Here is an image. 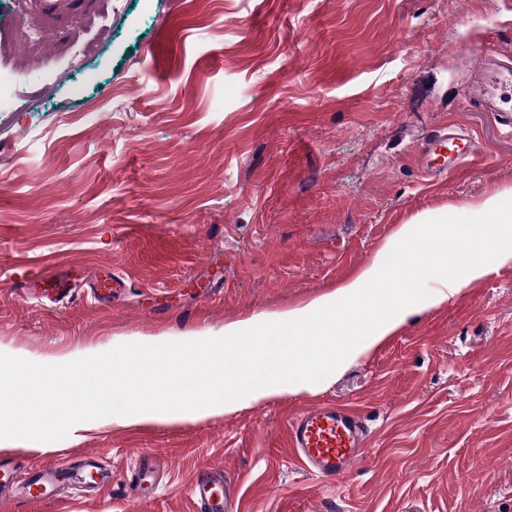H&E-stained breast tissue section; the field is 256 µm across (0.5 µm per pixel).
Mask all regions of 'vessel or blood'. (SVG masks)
<instances>
[{
  "mask_svg": "<svg viewBox=\"0 0 512 512\" xmlns=\"http://www.w3.org/2000/svg\"><path fill=\"white\" fill-rule=\"evenodd\" d=\"M480 67L465 92L470 108L491 113L503 126L512 128V63L498 62L494 47L478 52ZM449 148L444 163H436L437 149ZM481 146L469 134L450 128L436 129L419 152L423 171L430 176L449 173L480 152ZM370 432L360 412L352 405L334 401L310 405L290 416L286 427L289 455L306 473L320 480L342 481L368 455ZM112 483V474L98 455H85L80 465L42 463L20 477L17 466L0 461V507L13 501L38 504L51 499L60 488L78 485L81 495L101 494ZM162 487L161 463L150 452L137 457L129 473L133 498L143 505L155 501ZM199 512H238V489L223 467L209 465L189 486Z\"/></svg>",
  "mask_w": 512,
  "mask_h": 512,
  "instance_id": "b4317fda",
  "label": "vessel or blood"
}]
</instances>
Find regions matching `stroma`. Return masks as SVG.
<instances>
[{
	"label": "stroma",
	"instance_id": "stroma-1",
	"mask_svg": "<svg viewBox=\"0 0 512 512\" xmlns=\"http://www.w3.org/2000/svg\"><path fill=\"white\" fill-rule=\"evenodd\" d=\"M50 32L49 83L0 47L21 95L0 112V353L50 364L135 338L219 334L302 311L371 264L401 224L512 186V133L468 108L477 52L512 58V0H87L42 16L0 0V38ZM484 148L442 181L417 154L431 130ZM67 271L66 304L34 303ZM124 286L107 304L102 275ZM359 406L371 451L338 485L284 451L290 412ZM112 484L13 512H132L137 454L166 458L153 512H196L203 467L241 475L240 512H512V265L410 317L315 391L177 423L82 422L0 459L74 466Z\"/></svg>",
	"mask_w": 512,
	"mask_h": 512
}]
</instances>
